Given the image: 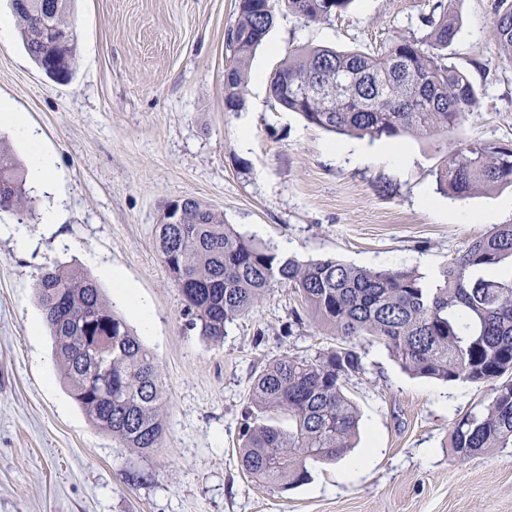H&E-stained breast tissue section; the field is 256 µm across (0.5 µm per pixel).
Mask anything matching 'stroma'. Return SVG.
I'll return each instance as SVG.
<instances>
[{
	"label": "stroma",
	"instance_id": "1",
	"mask_svg": "<svg viewBox=\"0 0 512 512\" xmlns=\"http://www.w3.org/2000/svg\"><path fill=\"white\" fill-rule=\"evenodd\" d=\"M433 3L353 0L341 16L308 22L278 0L239 112L224 105L238 0H75L67 81L47 76L19 34L0 39V104L38 137L0 123V148L34 199L27 250L0 232V512H512V448L461 462L448 446L456 414L487 399L490 384L411 377L367 342L365 371L347 385L361 415L354 450L309 463V481L288 490L252 481L239 450L254 378L281 355L336 338L312 318L294 324L301 301L278 285L211 342L187 327L154 247L165 204L193 198L246 238L289 242L301 261L432 277L471 240L512 224V187L438 192V142L338 136L272 98L288 55L377 52L421 34ZM494 5L451 2L460 30L448 57L478 93L459 130L469 141L512 142V59L491 34ZM37 150L51 167L46 188L33 173ZM50 214L57 229L45 227ZM59 264L80 267L109 299L104 269L118 268L152 308V329L138 335L162 373L158 448L140 453L94 427L63 384L35 295L41 273Z\"/></svg>",
	"mask_w": 512,
	"mask_h": 512
}]
</instances>
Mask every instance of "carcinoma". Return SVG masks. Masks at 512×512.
I'll return each mask as SVG.
<instances>
[{
    "instance_id": "cac0c4a2",
    "label": "carcinoma",
    "mask_w": 512,
    "mask_h": 512,
    "mask_svg": "<svg viewBox=\"0 0 512 512\" xmlns=\"http://www.w3.org/2000/svg\"><path fill=\"white\" fill-rule=\"evenodd\" d=\"M74 0H27L13 10L31 58L59 60L48 74L67 80L76 62ZM308 22L345 12L352 0H287ZM227 33L233 66L224 77V105L244 106L249 63L275 23V0H238ZM421 37L399 36L375 54L311 48L293 54L270 84L273 99L308 123L339 135L372 139L412 136L448 140L477 104L467 76L443 51L459 19L443 3L421 18ZM493 36L512 57V0H498ZM512 185V145L453 142L437 173V189L465 197ZM165 205L155 248L199 334L218 342L227 324L251 313L275 285L297 293L309 315L341 345L315 355L278 357L255 378L242 412L243 470L255 481L297 486L308 461L331 462L353 448L360 416L346 394L362 373L358 341L382 345L399 366L419 378L489 382L488 399L457 414L450 447L467 460L512 447V224H498L473 240L432 282L414 268H364L336 259L299 261L244 238L221 214L183 199L180 222ZM0 210L24 218L33 200L15 159L0 149ZM42 321L54 342L63 382L89 421L128 448L148 452L165 432L163 384L157 362L88 275L68 265L42 273L35 284ZM112 350V400L96 388L91 351ZM288 414V428L267 411Z\"/></svg>"
}]
</instances>
